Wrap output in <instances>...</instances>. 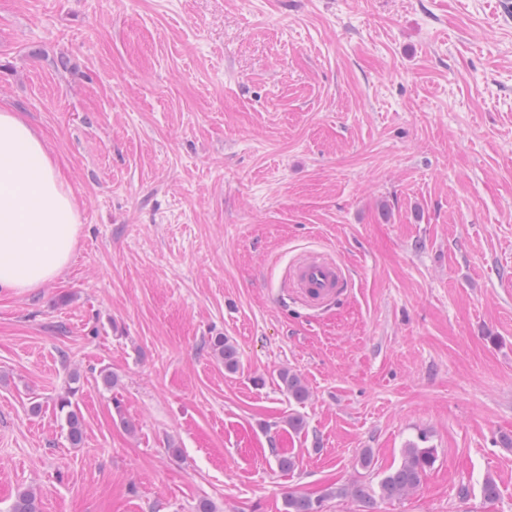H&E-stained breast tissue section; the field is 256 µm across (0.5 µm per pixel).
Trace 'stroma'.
<instances>
[{
	"label": "stroma",
	"mask_w": 512,
	"mask_h": 512,
	"mask_svg": "<svg viewBox=\"0 0 512 512\" xmlns=\"http://www.w3.org/2000/svg\"><path fill=\"white\" fill-rule=\"evenodd\" d=\"M0 107L81 210L69 269L0 292V512H365L336 488L421 435L374 512H512V0H0ZM309 252L350 280L318 313ZM345 269L323 254H310L289 266V292L313 309H321L335 301L344 291ZM210 348L217 360L224 365L227 374H235L240 369V357L236 345L227 337L211 338ZM280 387L289 398L301 403L309 397V389L301 377L287 369H283L278 374ZM76 388H70L68 394L74 396ZM64 396L55 403L56 413L63 417L67 427V438L72 446H80L84 435V421L77 405L70 396ZM435 452V448H420L409 443L403 450L400 465L386 473L378 483L379 496L384 500H397L414 493L433 465Z\"/></svg>",
	"instance_id": "obj_1"
}]
</instances>
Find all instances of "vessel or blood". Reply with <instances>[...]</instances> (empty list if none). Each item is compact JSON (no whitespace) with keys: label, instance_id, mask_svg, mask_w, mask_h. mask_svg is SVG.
<instances>
[{"label":"vessel or blood","instance_id":"obj_1","mask_svg":"<svg viewBox=\"0 0 512 512\" xmlns=\"http://www.w3.org/2000/svg\"><path fill=\"white\" fill-rule=\"evenodd\" d=\"M346 283L344 268L323 254H310L293 262L287 273L291 294L314 309L335 301Z\"/></svg>","mask_w":512,"mask_h":512}]
</instances>
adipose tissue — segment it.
<instances>
[{
  "label": "adipose tissue",
  "instance_id": "1",
  "mask_svg": "<svg viewBox=\"0 0 512 512\" xmlns=\"http://www.w3.org/2000/svg\"><path fill=\"white\" fill-rule=\"evenodd\" d=\"M80 211L45 137L0 108V290L61 277L78 241Z\"/></svg>",
  "mask_w": 512,
  "mask_h": 512
}]
</instances>
